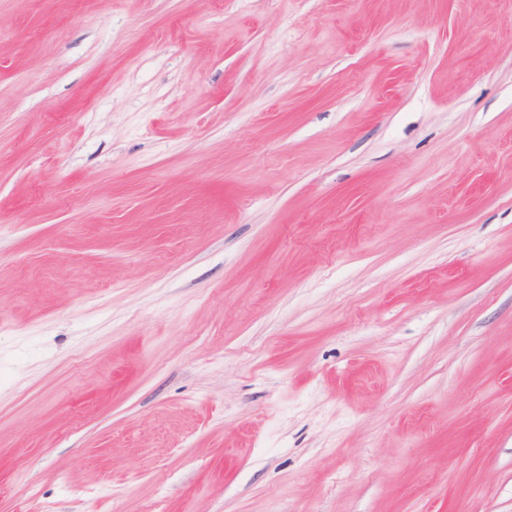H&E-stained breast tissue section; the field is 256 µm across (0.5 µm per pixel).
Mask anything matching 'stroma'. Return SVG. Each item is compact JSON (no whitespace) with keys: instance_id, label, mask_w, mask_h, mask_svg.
<instances>
[{"instance_id":"stroma-1","label":"stroma","mask_w":512,"mask_h":512,"mask_svg":"<svg viewBox=\"0 0 512 512\" xmlns=\"http://www.w3.org/2000/svg\"><path fill=\"white\" fill-rule=\"evenodd\" d=\"M0 512H512V0H0Z\"/></svg>"}]
</instances>
